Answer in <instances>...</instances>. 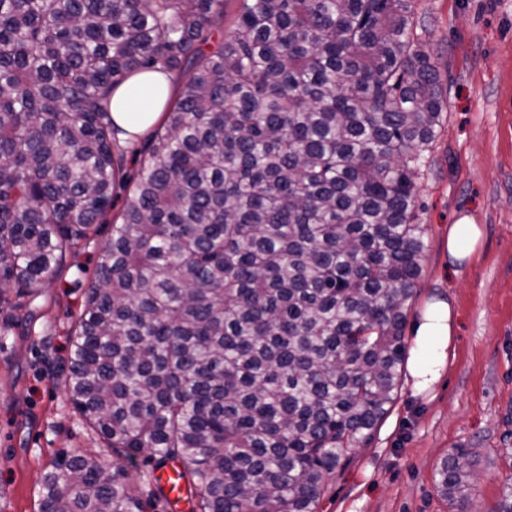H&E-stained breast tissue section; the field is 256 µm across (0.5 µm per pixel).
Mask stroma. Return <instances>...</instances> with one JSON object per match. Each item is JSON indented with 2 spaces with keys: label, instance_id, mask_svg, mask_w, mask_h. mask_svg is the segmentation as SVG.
Segmentation results:
<instances>
[{
  "label": "stroma",
  "instance_id": "stroma-1",
  "mask_svg": "<svg viewBox=\"0 0 512 512\" xmlns=\"http://www.w3.org/2000/svg\"><path fill=\"white\" fill-rule=\"evenodd\" d=\"M415 8L448 112L418 181L427 249L409 314L449 301L454 336L440 378L421 393L402 381L369 443L336 469L319 512H450L436 479L457 448L471 452L465 512H497L512 476V0H415ZM464 216L482 244L459 263L446 243ZM110 233L101 226L20 309H0V512H38L48 461L99 449L62 370Z\"/></svg>",
  "mask_w": 512,
  "mask_h": 512
}]
</instances>
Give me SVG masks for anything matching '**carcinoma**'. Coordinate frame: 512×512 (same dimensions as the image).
Returning <instances> with one entry per match:
<instances>
[{"mask_svg": "<svg viewBox=\"0 0 512 512\" xmlns=\"http://www.w3.org/2000/svg\"><path fill=\"white\" fill-rule=\"evenodd\" d=\"M0 0V306L107 224L64 369L112 458L63 454L40 512H147L125 461L177 460L192 512H318L392 409L448 101L414 0ZM179 79L137 167L112 94ZM124 192L112 213L115 189ZM466 448L438 485L461 512Z\"/></svg>", "mask_w": 512, "mask_h": 512, "instance_id": "obj_1", "label": "carcinoma"}]
</instances>
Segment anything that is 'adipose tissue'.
Wrapping results in <instances>:
<instances>
[{"label": "adipose tissue", "mask_w": 512, "mask_h": 512, "mask_svg": "<svg viewBox=\"0 0 512 512\" xmlns=\"http://www.w3.org/2000/svg\"><path fill=\"white\" fill-rule=\"evenodd\" d=\"M170 94L171 78L161 72L139 73L119 85L112 95L117 138L126 141L147 132L158 122ZM451 336L450 303H427L414 323L412 356L407 366L413 389H428L439 379L447 363Z\"/></svg>", "instance_id": "adipose-tissue-1"}]
</instances>
